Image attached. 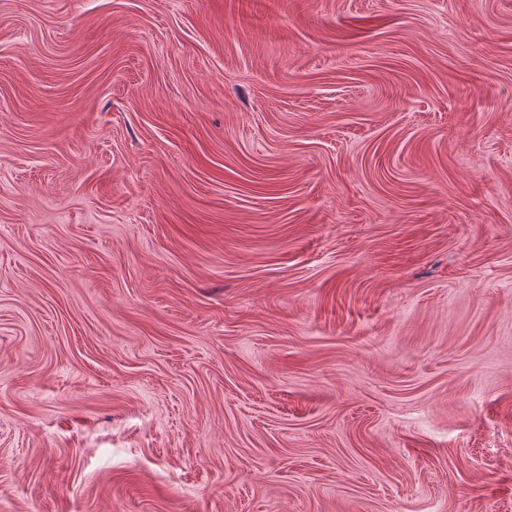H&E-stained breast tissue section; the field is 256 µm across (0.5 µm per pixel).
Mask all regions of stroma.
Segmentation results:
<instances>
[{"label": "stroma", "mask_w": 512, "mask_h": 512, "mask_svg": "<svg viewBox=\"0 0 512 512\" xmlns=\"http://www.w3.org/2000/svg\"><path fill=\"white\" fill-rule=\"evenodd\" d=\"M0 512H512V0H0Z\"/></svg>", "instance_id": "1"}]
</instances>
